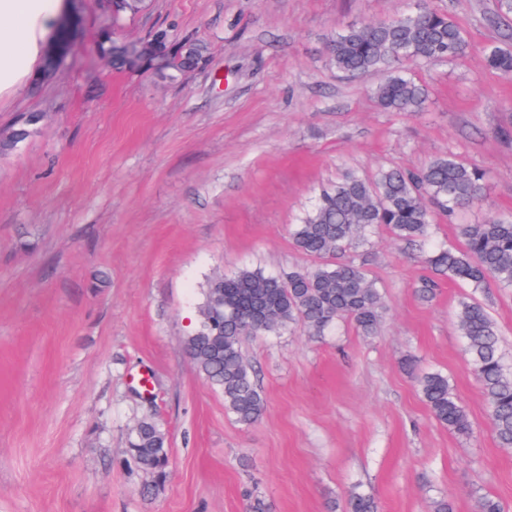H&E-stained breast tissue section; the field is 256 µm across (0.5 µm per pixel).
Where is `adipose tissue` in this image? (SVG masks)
Wrapping results in <instances>:
<instances>
[{"instance_id": "adipose-tissue-1", "label": "adipose tissue", "mask_w": 512, "mask_h": 512, "mask_svg": "<svg viewBox=\"0 0 512 512\" xmlns=\"http://www.w3.org/2000/svg\"><path fill=\"white\" fill-rule=\"evenodd\" d=\"M66 0H0V103L41 73Z\"/></svg>"}]
</instances>
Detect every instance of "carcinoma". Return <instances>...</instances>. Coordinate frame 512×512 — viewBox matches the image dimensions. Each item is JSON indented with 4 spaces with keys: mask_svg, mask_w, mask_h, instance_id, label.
<instances>
[{
    "mask_svg": "<svg viewBox=\"0 0 512 512\" xmlns=\"http://www.w3.org/2000/svg\"><path fill=\"white\" fill-rule=\"evenodd\" d=\"M69 31V26L61 27L46 58L45 72H54L73 46ZM110 38L111 32L105 31L101 43L112 52V61L125 63L135 44L117 45ZM184 46L165 68L183 71L202 57L203 46L194 42ZM467 48L465 34L453 18L425 0L407 15L351 24L331 39L337 71L351 76L373 71L385 74L374 97L380 107L396 112H418L427 100L424 85L396 66L458 61ZM484 59L489 68L512 77V49L490 44L484 49ZM32 125L26 116L0 131V154L26 140ZM485 182L484 171L450 155L437 157L416 171L385 169L371 180L350 173L323 191L295 225L294 244L308 256L325 259L377 224L388 226L399 239L423 238L433 224L432 208L451 220L461 210L479 207L484 202ZM460 235L463 246L437 251L430 260L432 268L476 289L490 280L512 288V218L463 224ZM202 296L199 322L185 337L184 351L198 374L224 394L225 409L243 425L256 423L265 411L254 371L242 353L245 337L276 334L299 322L309 335L323 336L340 318L352 320L369 336L376 332L383 309L379 288L354 263H325L291 271L286 277L241 269L230 276L209 278ZM457 322L486 397L495 437L501 447L512 448V369L503 361L496 324L476 300L460 303ZM418 387L438 422L454 432L469 433L471 423L446 376L423 374ZM127 454L155 482L167 478L169 448L154 422L137 423L128 438ZM344 512H380V506L370 495L352 491Z\"/></svg>",
    "mask_w": 512,
    "mask_h": 512,
    "instance_id": "1",
    "label": "carcinoma"
}]
</instances>
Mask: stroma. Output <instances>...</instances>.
Segmentation results:
<instances>
[{
  "label": "stroma",
  "instance_id": "1",
  "mask_svg": "<svg viewBox=\"0 0 512 512\" xmlns=\"http://www.w3.org/2000/svg\"><path fill=\"white\" fill-rule=\"evenodd\" d=\"M78 49L56 74L0 106V130L37 116L0 155V512H331L348 491L381 512H428L448 498L512 512V449L499 447L456 312L492 315L512 367V289L472 291L433 272L459 227L512 216V78L484 48L499 0H429L468 41L466 58L415 66L421 112H387L371 72L346 76L327 45L345 25L414 10L419 0H145L117 43L168 29L206 58L182 74L92 54L102 0H76ZM452 154L487 174L486 199L428 237L388 227L333 262L363 266L384 310L375 335L348 321L326 336L297 324L242 343L266 402L238 423L183 350L213 275L316 266L291 230L348 173L416 170ZM432 287L423 295V287ZM446 375L472 429L438 423L416 377ZM152 417L169 475L133 464L130 429Z\"/></svg>",
  "mask_w": 512,
  "mask_h": 512
}]
</instances>
